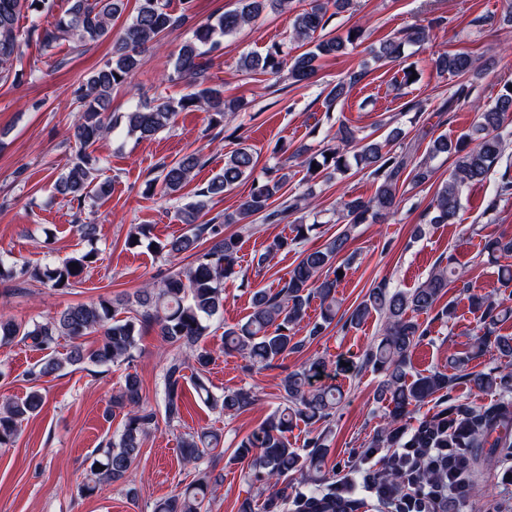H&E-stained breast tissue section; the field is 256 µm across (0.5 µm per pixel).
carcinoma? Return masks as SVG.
Returning <instances> with one entry per match:
<instances>
[{"label": "carcinoma", "mask_w": 512, "mask_h": 512, "mask_svg": "<svg viewBox=\"0 0 512 512\" xmlns=\"http://www.w3.org/2000/svg\"><path fill=\"white\" fill-rule=\"evenodd\" d=\"M48 0H0V74L10 71L20 55L17 21L23 12H42L38 5ZM135 13L127 20L112 49V59L93 73L76 95L78 103L73 138L79 144L76 161L60 175L54 184L57 193L82 202L87 198H103L110 193V183L96 181L100 159L89 148L110 130L121 125L129 136L151 140L167 129L175 114L183 110H203L210 123L220 124L236 112L246 110L241 99L227 100L218 87L206 86L210 79V54L222 48L224 37L233 35L254 23L265 0H237L238 6L220 14L215 21L197 26L192 39L174 53L170 78L182 80L196 91L178 101H166L153 106L138 105L120 116H106L105 109L112 89L125 84L136 69L139 56L148 45L186 24L191 18L192 0H182V10H169L167 0H136ZM125 0H73L71 7L54 22L32 26L45 49L68 38L81 46L98 41L112 30V21L125 10ZM327 2L311 0L309 8L297 13L292 22L294 38L311 45L303 53L288 59L280 46L273 44L262 55L251 54L239 60V69L277 75L288 71L295 83L311 80L317 71L316 61L323 55L335 54L360 38L357 30L346 35H322L325 28ZM428 38L424 28L405 33L404 37L387 40L373 50L380 62L397 61L407 43H423ZM442 73L462 75L477 68V59L468 53L443 52L434 59ZM363 69L352 71L336 83L327 94L328 105L350 94L365 77ZM474 123L468 133L455 140L439 136L433 140L428 158L409 167L408 152L388 149L390 139L383 141L358 136L357 131L342 124L336 133V144L319 155L309 154L305 145L298 146L293 157L301 160L310 178L324 171L344 174L356 166L377 181L375 194L339 198L336 202L338 219L344 228L335 237L314 249L301 251L288 279L275 291L260 289L253 293L252 311L245 321L224 327V349L235 351L245 358L253 370L269 368L288 353L300 349L303 341L295 339V327L306 316L312 300H319L321 321L313 323L308 336H319L335 320L340 309L337 288L342 276L337 274L336 257L345 250L352 229L358 224L375 223L379 218L393 215L400 203L399 188L404 178L420 186L432 180L435 168L431 162L445 154L453 158L448 181L436 191L427 211L431 224H455L462 208L461 192L466 185L483 183L490 178L502 159L506 141L502 130L512 120V89L505 88L492 104L474 105ZM256 160L252 150L240 146L224 155V167L208 183L197 190L194 199L178 210L181 223L188 226L185 233L156 248L172 258L183 254L194 257L192 265L175 270L160 285L147 284L134 298H101L90 304L69 306L52 322L26 325L12 317L0 315V345L15 339L29 340L32 346L47 351L32 376L41 378L69 368L84 365L108 367L124 363L132 366L139 352L143 329L155 328L161 339L178 349L165 367L161 400L168 422L181 418L183 385L193 381L198 398L213 410L226 414L239 412L257 400L252 388L240 387L216 393L204 372L211 364V351L201 345L209 335L210 321L224 306V280L236 274L241 245L236 234L224 233L226 224H246L260 215L266 221L280 223L288 216L310 208L308 197L283 198L282 190L288 174L273 167L265 180L252 187L238 208L216 215L208 221L215 197L232 191L248 176ZM200 165L198 155L191 153L178 160L162 163L159 175L151 180L148 189L161 183L166 195L180 192L194 177ZM512 196V180L503 176L497 183L494 196L484 203L483 214L496 212L499 202ZM276 209H271L274 202ZM317 223L294 224L292 236H276L266 246L259 263L302 243ZM203 239L210 241L199 249ZM483 251L490 261L500 264L501 287L512 288V236L502 234L484 242ZM91 249L77 253L57 265L31 266L24 262L6 263L0 254V279L47 280L54 288H70L94 262ZM466 269L454 254L448 255L446 265H437L427 278L413 290L393 289L385 282L371 288L363 300L344 313L345 325L356 327L372 314L381 318V334L365 353L362 364L372 367L381 376L378 398L387 404V422L370 443L372 448H460L464 455V474L467 492H477L483 472L499 463L503 452L512 455V368L471 371L468 363L473 354L448 358L449 374L436 370L427 375L411 374L410 351L427 336V328L417 316L435 308L448 287L463 283L469 293L472 309L480 313L481 335L474 338V354L488 344L512 357V337L497 335L502 322L512 317V307L494 295L477 293L465 282ZM102 332L101 344L85 347L82 339ZM62 336L70 339L64 353L54 349ZM326 363L318 358L299 370L288 373L282 380L283 402L238 444L234 460H248V480L258 490L268 492L261 504L262 512H355L356 501L336 492V480H327L322 471L328 452V431L323 430L308 439L303 448H293L288 433L302 422L314 425L328 422L336 413L340 391L334 385H324L320 379ZM470 388L497 396L489 406H474L451 398L459 381ZM442 395L448 407L432 418L411 428L409 419L415 407L428 399ZM43 405L38 390L25 398L0 403V447L12 444L23 422L36 414ZM112 410L123 413V423L116 436L106 446L96 450V466L81 486V493L91 495L97 487L130 475L139 457L143 439L154 423L155 414L143 406L137 375L125 376L121 393L112 398ZM219 434L210 431L188 433L181 437L183 460L197 466L219 444ZM210 478L203 475L182 492L154 503L153 512H208Z\"/></svg>", "instance_id": "cac0c4a2"}]
</instances>
